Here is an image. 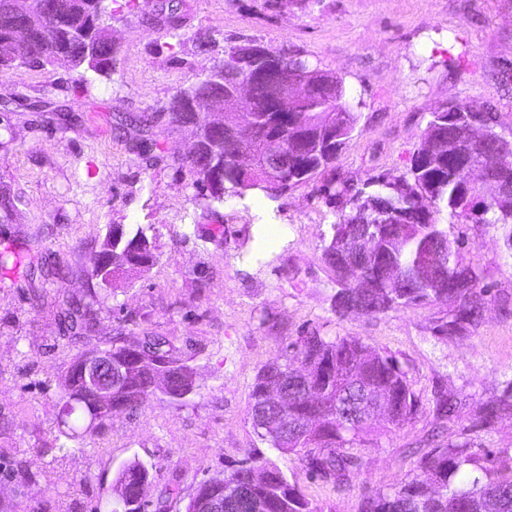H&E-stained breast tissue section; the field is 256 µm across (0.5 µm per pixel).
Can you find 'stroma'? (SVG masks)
<instances>
[{
    "instance_id": "35a3bbf8",
    "label": "stroma",
    "mask_w": 512,
    "mask_h": 512,
    "mask_svg": "<svg viewBox=\"0 0 512 512\" xmlns=\"http://www.w3.org/2000/svg\"><path fill=\"white\" fill-rule=\"evenodd\" d=\"M155 8L156 0H117L111 79H82L64 61L0 72V101L12 107L0 114V188L20 198L14 221L0 224V248L55 257L69 274L45 297L80 296L93 286L101 229L154 225L157 261L117 283L88 342L167 337L194 369L197 392L183 403L155 393L139 410L113 414L81 447H54L60 376L77 347L19 276L0 288V415L13 422L4 444L14 450L0 460L5 512H105L118 472L133 460L152 468L148 501L174 483L168 512H185L202 482L249 454L275 462L318 512H358L363 495L398 487L448 441L473 439L490 457L512 448V417L477 426L499 383L512 378V313L501 306L512 298V253L502 229L447 227L492 287L471 335L436 333L450 303L337 318L323 249L338 213L319 192L322 177L276 199L228 194L208 209L186 167L192 130L165 110L177 90L205 78L227 42L252 39L343 79L359 120L336 174L352 183L402 171L432 112L449 102L489 105L510 137L512 80L503 73L512 70V0H182L183 22L168 32L154 24ZM30 99L70 107L78 120L60 126L52 113L27 111ZM143 137L157 141L152 155L132 149ZM312 329L392 354L417 398L412 419L379 428L358 448L348 488L311 476L252 427L260 368ZM439 390L457 399L458 419L429 443ZM17 460L31 481L14 479Z\"/></svg>"
}]
</instances>
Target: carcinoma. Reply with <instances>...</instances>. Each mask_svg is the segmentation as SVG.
Returning a JSON list of instances; mask_svg holds the SVG:
<instances>
[{
    "instance_id": "carcinoma-1",
    "label": "carcinoma",
    "mask_w": 512,
    "mask_h": 512,
    "mask_svg": "<svg viewBox=\"0 0 512 512\" xmlns=\"http://www.w3.org/2000/svg\"><path fill=\"white\" fill-rule=\"evenodd\" d=\"M59 5L61 14L67 19L66 26L55 28L44 35L36 49L25 53L15 41L14 32L0 26V71L18 66L42 70L57 62L60 50H67L70 67L109 79L117 64V52L111 48L112 0H31L32 9L42 12V5ZM180 0H161L157 9V21L163 28L178 25ZM237 45L229 42L224 46V58L215 61L208 78L192 83L171 97L166 111L179 124L202 121V113L187 107L194 99L200 108L223 107V85L227 80L222 71L224 60H234ZM332 101V106L341 108L342 131H354L358 113L350 102L344 82L336 83L317 95V100L306 105L311 112L320 111V103ZM458 121L450 124L438 112L432 113L423 135L421 146L409 158V163L392 179L403 185L408 194H419L417 203L406 200L403 208L410 211L405 224H383L381 232L390 241L398 244L394 249L392 263L411 276L408 288H371L369 283L378 279L379 262L374 258L358 256L353 260L351 272H346L337 257L336 233L342 226L354 224L359 219L360 206L374 204L385 208L391 204L394 193L373 176L358 187L333 176L322 184L321 193L328 203L339 209L338 221L331 225V232L324 247V260L336 282V293L332 297V309L339 318L350 309H356L365 317H377L392 310L430 303H446L451 297H441L437 289L414 273L418 260L424 252L435 246L447 262L448 277L463 281H474L477 288H465L458 293L461 309L438 325L442 336H466L477 327L483 317L484 306L489 302V288L478 268L467 263L461 253V243L450 240L441 227L440 215L447 214L450 223L512 224V200L496 203L481 199L480 174L465 171L457 157L448 154V141L455 138L458 123L479 117L485 123L487 136L483 150L495 148L499 139L496 130L497 116L487 106L479 103H455ZM439 144V157L426 161L421 153L432 143ZM240 145L230 137L224 138V146L214 154L207 142H202L198 154L191 156L187 164L196 177L195 183L209 193L217 203L224 202V195L243 197L264 190V177L256 172L240 178L235 173V159ZM336 152L326 156L321 165L309 172H288L281 183L278 194L305 184L317 175L335 170ZM217 163L228 173V178L217 186L207 183L209 165ZM17 196L8 189L0 190V223L13 219ZM122 244H134L146 252H156L155 237L151 224H122ZM142 272L144 268L131 263L126 254L118 255L112 273L101 275L91 272L98 281L99 289H89L86 297L57 296L48 304L36 296L38 306H47L49 313L63 335L81 342L87 338L100 314L107 309V299L116 277L123 272ZM27 276L31 283L54 284L65 280L63 269L46 256L31 257L27 262ZM112 349L113 360L124 365L126 383L113 392L112 399L124 403L128 411H136L155 394L156 377L168 373L169 382L191 370L181 351L164 336L147 335L140 344L132 346L124 336H114L99 342ZM85 351L75 353L61 375L60 393L56 401L59 436L63 441L58 447H67L68 442L82 443L86 436L101 429L109 417L107 412H92L94 395L87 390L80 378L75 376L82 363ZM313 362V367L328 361L331 373L322 382L325 394L315 403L299 390L288 391V423L302 422L315 416L317 426L306 428L294 438L281 439L268 435L261 421L278 418L277 407L260 400L263 388L277 382L283 375V367L294 358ZM159 359L163 368L152 365ZM354 381L379 387L391 400L392 409L385 417L389 424L397 426L416 412L414 393L406 374L392 356L364 343L354 336H338L333 340L320 335L319 331H307L283 347L272 361L259 371L251 393L250 412L254 431L258 438L282 454L298 457L303 466L318 478L328 479L337 487L349 484L354 470L360 467L359 457L350 452L356 445L369 442L376 431V420L358 424L343 422L340 411L332 404L338 391ZM457 403L445 393L436 395L437 417L451 422ZM512 414V382L488 405L483 424L490 425L501 416ZM421 473L387 492H375L363 498L361 512H512V454L497 468H488L480 463L479 453L472 450L470 441L450 442L435 453L420 460ZM149 468L139 460L126 464L117 475L113 490L115 500L111 512H143L129 508L136 499L138 488L148 483ZM198 493L224 494V512H317L306 496L291 484L281 469L269 460L250 456L230 473L212 477L198 487Z\"/></svg>"
}]
</instances>
